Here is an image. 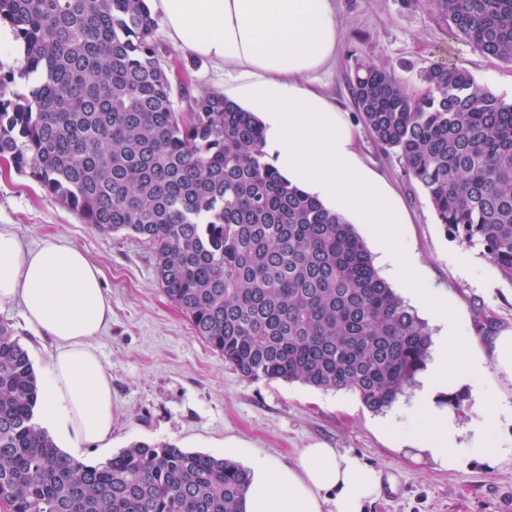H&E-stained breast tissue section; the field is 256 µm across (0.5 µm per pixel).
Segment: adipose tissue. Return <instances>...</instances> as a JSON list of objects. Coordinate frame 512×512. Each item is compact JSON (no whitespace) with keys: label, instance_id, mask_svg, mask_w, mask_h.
Returning <instances> with one entry per match:
<instances>
[{"label":"adipose tissue","instance_id":"adipose-tissue-1","mask_svg":"<svg viewBox=\"0 0 512 512\" xmlns=\"http://www.w3.org/2000/svg\"><path fill=\"white\" fill-rule=\"evenodd\" d=\"M178 48L223 65L235 97L262 121L265 147L290 182L354 216L388 225L377 240L389 273L410 289L447 333L421 375V389L397 405L386 435L411 439L448 468L488 453L486 444L454 445L455 414L447 397L478 395L474 426L493 434L502 405H490L482 359L451 363L469 338L448 318L444 302L417 283L395 229L400 216L381 181L362 162L342 109L310 77L335 61L339 33L334 0H151ZM21 300L26 323L53 348L38 415L66 453L112 438V378L93 340L112 318L98 268L65 236L27 249L12 225H0V306ZM241 512H363L381 488V475L358 456L333 448L301 449L295 465L252 458Z\"/></svg>","mask_w":512,"mask_h":512}]
</instances>
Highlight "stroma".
Masks as SVG:
<instances>
[{
	"label": "stroma",
	"instance_id": "1",
	"mask_svg": "<svg viewBox=\"0 0 512 512\" xmlns=\"http://www.w3.org/2000/svg\"><path fill=\"white\" fill-rule=\"evenodd\" d=\"M336 5L339 53L334 65L313 74V84L344 109L357 132L356 150L392 191L406 219L399 230L408 253L424 285L463 323L468 355L485 359L486 388L512 404V378L492 359L497 337L512 331V280L480 244L463 243L438 224L402 161L374 143L348 87L361 60L391 66L414 87L431 64L450 63L512 101V63L485 57L460 41L419 0H336ZM157 37L173 80L194 95L223 91V68L180 51L165 30ZM1 224L14 225L30 247L60 233L69 237L100 269L112 300V320L95 341L112 376V442L85 450L83 462L103 461L134 441H163L242 465L254 456L290 465L299 449L318 445L356 455L380 472L381 493L365 512H512V456L491 454L450 470L411 443L386 437L380 429L383 414L369 411L349 392L243 379L159 288L150 243L127 233H99L5 162H0ZM480 309L490 317V329H477ZM0 319L28 350L38 377H45L52 347L26 326L20 302L1 307Z\"/></svg>",
	"mask_w": 512,
	"mask_h": 512
}]
</instances>
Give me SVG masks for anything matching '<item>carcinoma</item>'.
<instances>
[{"label": "carcinoma", "mask_w": 512, "mask_h": 512, "mask_svg": "<svg viewBox=\"0 0 512 512\" xmlns=\"http://www.w3.org/2000/svg\"><path fill=\"white\" fill-rule=\"evenodd\" d=\"M462 41L512 63V0H426ZM24 63L0 67V160L99 232L155 248L159 287L248 381H298L391 407L431 337L342 214L269 160L259 118L174 88L147 0H0ZM36 74L26 94L13 86ZM414 93L357 63L365 128L398 154L454 237L512 280V102L433 64ZM186 107H181L180 102ZM38 376L0 320V502L8 512H239L249 470L169 442L96 464L35 421Z\"/></svg>", "instance_id": "carcinoma-1"}]
</instances>
